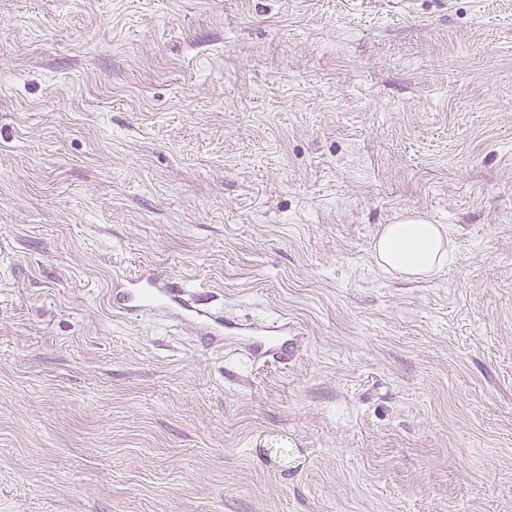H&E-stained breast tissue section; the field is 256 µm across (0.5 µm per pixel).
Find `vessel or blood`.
I'll list each match as a JSON object with an SVG mask.
<instances>
[{
  "instance_id": "obj_1",
  "label": "vessel or blood",
  "mask_w": 512,
  "mask_h": 512,
  "mask_svg": "<svg viewBox=\"0 0 512 512\" xmlns=\"http://www.w3.org/2000/svg\"><path fill=\"white\" fill-rule=\"evenodd\" d=\"M151 302L157 303L161 314L179 317L211 344L237 334L241 328L239 320L225 314L217 296L190 291L175 282L159 286L152 279L133 275L126 288L112 297L113 307L126 316L142 315ZM287 355V322H275L259 329L252 343V362L268 364L283 360Z\"/></svg>"
}]
</instances>
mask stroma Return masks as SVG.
I'll return each mask as SVG.
<instances>
[{"label": "stroma", "instance_id": "1", "mask_svg": "<svg viewBox=\"0 0 512 512\" xmlns=\"http://www.w3.org/2000/svg\"><path fill=\"white\" fill-rule=\"evenodd\" d=\"M0 512H512V0H0ZM447 241L444 225L410 214L384 226L374 242V259L388 275L428 280L447 262ZM126 278L127 287L112 295V306L125 316H141L147 311L146 302H154L163 316L179 317L210 344L224 341V335H235L242 329L239 320L224 314V303L218 304L216 295L188 291L175 282L157 286L151 278L135 274ZM253 336H262L251 343L252 353L249 358L253 363L262 365L276 362L288 357V319L273 322L257 330Z\"/></svg>", "mask_w": 512, "mask_h": 512}]
</instances>
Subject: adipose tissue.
<instances>
[{"label": "adipose tissue", "instance_id": "1", "mask_svg": "<svg viewBox=\"0 0 512 512\" xmlns=\"http://www.w3.org/2000/svg\"><path fill=\"white\" fill-rule=\"evenodd\" d=\"M447 241L444 225L410 214L384 226L374 242V259L388 275L427 280L444 268Z\"/></svg>", "mask_w": 512, "mask_h": 512}]
</instances>
